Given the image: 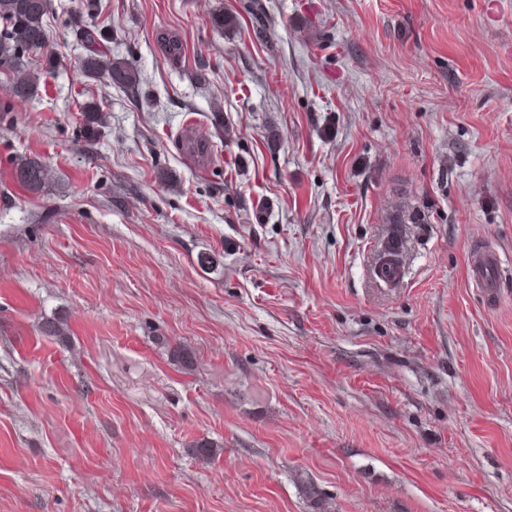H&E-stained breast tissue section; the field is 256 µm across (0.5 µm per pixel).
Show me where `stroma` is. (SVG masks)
Here are the masks:
<instances>
[{
    "mask_svg": "<svg viewBox=\"0 0 512 512\" xmlns=\"http://www.w3.org/2000/svg\"><path fill=\"white\" fill-rule=\"evenodd\" d=\"M88 1L26 102L0 73V512H512V0H262L261 38L96 0L135 99L80 72ZM82 112L85 135L94 138L101 128L108 125V116L95 103H87ZM13 171L16 183L30 192H38L52 181L49 167L32 157H17ZM496 264L497 257L489 253L478 255L470 263L472 279L483 285L485 288H489L490 292H493L494 288H497L495 276Z\"/></svg>",
    "mask_w": 512,
    "mask_h": 512,
    "instance_id": "stroma-1",
    "label": "stroma"
}]
</instances>
